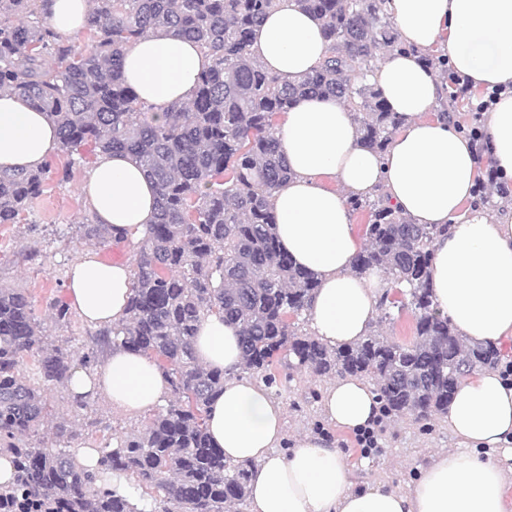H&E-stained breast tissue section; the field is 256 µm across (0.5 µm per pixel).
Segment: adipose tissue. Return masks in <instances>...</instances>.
I'll list each match as a JSON object with an SVG mask.
<instances>
[{
  "mask_svg": "<svg viewBox=\"0 0 512 512\" xmlns=\"http://www.w3.org/2000/svg\"><path fill=\"white\" fill-rule=\"evenodd\" d=\"M90 0H49L54 30L76 37ZM387 9L406 52H385L373 76L391 111L404 119L385 154L362 147L350 113L336 100L308 98L283 116L279 138L294 173L273 195L282 251L316 273L320 287L309 311L312 330L329 346L358 342L376 320V283L353 276L362 247L348 196L383 192L418 224H446L434 245L431 288L438 314L462 337L512 343V215L494 216L465 203L482 165L469 140L430 117L441 91L422 51L443 46L453 67L474 88L512 83V0H388ZM253 50L281 79L295 78L326 53L321 23L294 0H280L256 28ZM207 58L189 40L148 35L124 54L123 73L138 98L156 109L192 99ZM492 162L512 179V96L487 120ZM59 148L55 127L22 97L0 94V170L35 169ZM82 191L100 223L115 237L134 241L153 223L157 189L138 164L122 154L98 156ZM132 285L128 264L86 252L72 264L68 305L87 323L109 327L125 315ZM195 350L209 369L238 370V330L206 317ZM73 397H101L129 414L148 410L169 392L166 375L145 356L116 347L94 373L74 371ZM325 416L349 430L374 426L379 405L355 378L336 380L322 398ZM448 426L468 448L441 453L425 467L410 493L353 490L343 454L305 435L287 454L284 411L269 391L230 378L209 408L215 447L250 464L251 512H506L505 465L512 461V381L483 370L463 380L448 404Z\"/></svg>",
  "mask_w": 512,
  "mask_h": 512,
  "instance_id": "1",
  "label": "adipose tissue"
}]
</instances>
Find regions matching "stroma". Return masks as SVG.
<instances>
[{
    "mask_svg": "<svg viewBox=\"0 0 512 512\" xmlns=\"http://www.w3.org/2000/svg\"><path fill=\"white\" fill-rule=\"evenodd\" d=\"M93 160L92 154H85L83 162L74 166L70 181L63 184L55 174H48L42 195L22 214L19 223L0 225V285L24 289L32 297L48 334L77 359L92 350L95 327L75 313L66 323L49 318L50 302L66 296L64 285L70 264L88 250L107 262H130L137 250L133 243L87 242L67 234L70 225L94 220L80 193ZM328 384V379L295 370L273 397L284 408L286 441L303 435L322 436L327 444L343 452L355 487L411 491L434 454L462 445L449 430L444 415L427 420L391 415L376 430L381 453L363 456L354 431L332 423L321 410V396ZM147 419V413L127 414L97 398L76 417L70 444L94 447L104 439L140 429Z\"/></svg>",
    "mask_w": 512,
    "mask_h": 512,
    "instance_id": "stroma-1",
    "label": "stroma"
}]
</instances>
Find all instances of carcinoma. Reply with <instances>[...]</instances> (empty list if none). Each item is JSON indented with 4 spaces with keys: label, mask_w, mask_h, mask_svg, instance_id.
I'll list each match as a JSON object with an SVG mask.
<instances>
[{
    "label": "carcinoma",
    "mask_w": 512,
    "mask_h": 512,
    "mask_svg": "<svg viewBox=\"0 0 512 512\" xmlns=\"http://www.w3.org/2000/svg\"><path fill=\"white\" fill-rule=\"evenodd\" d=\"M386 0H296L322 25L327 51L311 71L286 83L251 50V36L278 0H92L85 31L90 50L77 54L50 25L43 0H0V91L24 97L56 127L70 159L56 171L70 179L73 154L88 146L124 153L156 184L154 223L133 266L125 319L99 330L95 343L123 346L154 360L170 381L165 408L143 429L97 449V472L77 465L76 448L33 439L51 423L71 434L69 419L52 414L40 388L22 371L37 364L45 381L68 383L70 354L48 342L34 304L21 288L0 286V456L11 481L0 485V512H230L249 496V466L224 457L207 432L208 408L226 375L203 367L194 352L202 319L217 315L240 332L242 363L267 386L281 372L303 368L322 378L369 377L388 412L425 419L445 414L461 379L501 363L490 343L460 337L436 313L430 292L433 245L446 224H416L379 198H352L369 212L365 244L352 273H383L391 284L378 309L411 311L415 340L400 344L370 333L330 348L299 334L319 288L278 244L274 192L292 176L278 119L309 97L334 98L356 122L362 146L383 153L404 119L368 83L377 53L400 47ZM174 31L209 58L187 104L165 110L139 101L123 78L127 49L148 34ZM51 165L0 171V224H14L42 192ZM85 240L112 237L107 224H77ZM129 477L124 490L112 477Z\"/></svg>",
    "instance_id": "obj_1"
}]
</instances>
